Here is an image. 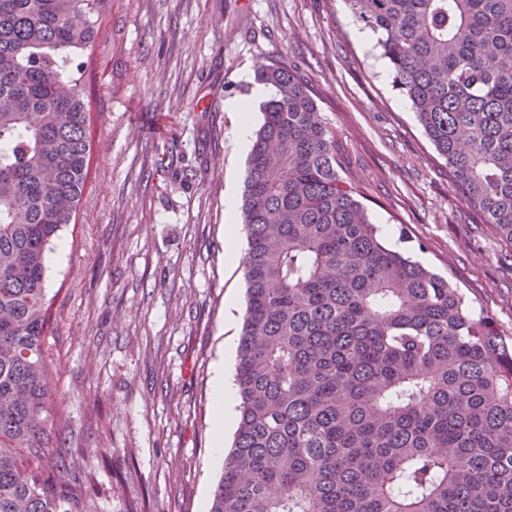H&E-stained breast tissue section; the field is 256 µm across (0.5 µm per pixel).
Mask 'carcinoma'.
<instances>
[{
	"mask_svg": "<svg viewBox=\"0 0 512 512\" xmlns=\"http://www.w3.org/2000/svg\"><path fill=\"white\" fill-rule=\"evenodd\" d=\"M460 195L512 244V0H347ZM104 0H0V512H73L46 252L91 166L71 54ZM237 424L210 512H512V347L385 241L299 73L261 64ZM35 462L22 465V458Z\"/></svg>",
	"mask_w": 512,
	"mask_h": 512,
	"instance_id": "obj_1",
	"label": "carcinoma"
}]
</instances>
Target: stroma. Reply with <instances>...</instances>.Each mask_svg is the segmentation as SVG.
<instances>
[{
	"label": "stroma",
	"instance_id": "35a3bbf8",
	"mask_svg": "<svg viewBox=\"0 0 512 512\" xmlns=\"http://www.w3.org/2000/svg\"><path fill=\"white\" fill-rule=\"evenodd\" d=\"M92 163L76 213L47 254L59 443L83 512H209L216 364L234 377L245 310L224 259L225 209L246 152L234 100L243 72L296 68L343 141L383 236L407 232L512 343V243L464 201L395 89L375 35L347 0H105L77 51Z\"/></svg>",
	"mask_w": 512,
	"mask_h": 512
}]
</instances>
